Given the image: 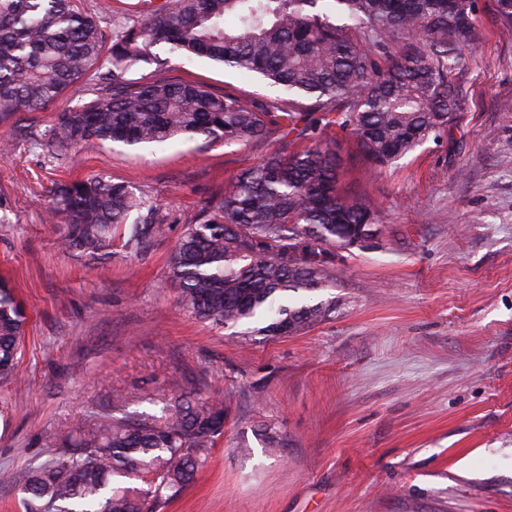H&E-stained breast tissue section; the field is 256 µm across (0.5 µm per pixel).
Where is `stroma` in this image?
<instances>
[{
    "label": "stroma",
    "instance_id": "1",
    "mask_svg": "<svg viewBox=\"0 0 512 512\" xmlns=\"http://www.w3.org/2000/svg\"><path fill=\"white\" fill-rule=\"evenodd\" d=\"M481 39L456 78L460 108L440 140L378 168L350 129L323 137L338 193L380 215L342 250L320 324L280 339L216 328L181 310L166 257L201 202L274 150L181 137L108 142L51 162L33 145L52 108L0 121V276L28 326L18 380L0 384V512H21L12 477L59 455L57 439L123 393L160 415L194 385L222 396L224 435L198 480L160 512H512V26L479 0ZM168 77L264 104L284 93L205 58ZM95 174L142 191L172 217L146 256L62 252L54 184ZM281 446L264 448L261 424Z\"/></svg>",
    "mask_w": 512,
    "mask_h": 512
}]
</instances>
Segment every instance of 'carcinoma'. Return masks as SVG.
Listing matches in <instances>:
<instances>
[{
  "instance_id": "cac0c4a2",
  "label": "carcinoma",
  "mask_w": 512,
  "mask_h": 512,
  "mask_svg": "<svg viewBox=\"0 0 512 512\" xmlns=\"http://www.w3.org/2000/svg\"><path fill=\"white\" fill-rule=\"evenodd\" d=\"M170 0L131 25L110 47L97 16L76 0H0V118L44 110L86 77L94 97L57 114L37 141L59 160L106 142L162 145L178 136L276 149L201 203L167 255L168 283L190 316L279 338L319 324L336 298L288 302V292L336 287L337 250L376 236V211L336 192V159L322 147L326 113L349 127L366 157L388 165L440 138L458 109L452 76L464 48L480 40L478 0ZM205 57L258 74L288 93L280 111L199 84L128 77L160 62ZM311 101L304 107L298 99ZM66 251L94 259L112 247L147 255L170 213L123 183L94 176L53 189ZM27 318L0 279V384L16 380ZM117 393L92 423L77 424L66 450L15 474L25 512H155L193 483L224 435V400L181 393L165 422L133 420Z\"/></svg>"
}]
</instances>
